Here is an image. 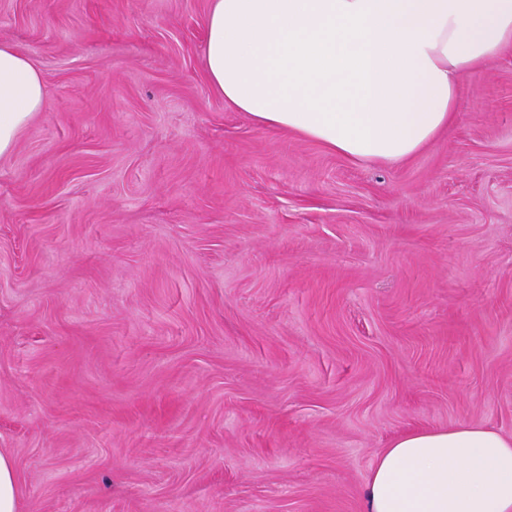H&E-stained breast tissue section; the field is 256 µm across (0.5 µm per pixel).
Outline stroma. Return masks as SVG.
<instances>
[{"mask_svg":"<svg viewBox=\"0 0 512 512\" xmlns=\"http://www.w3.org/2000/svg\"><path fill=\"white\" fill-rule=\"evenodd\" d=\"M210 0H0L48 97L0 159L21 512H365L419 426L512 434V52L355 164L211 88Z\"/></svg>","mask_w":512,"mask_h":512,"instance_id":"35a3bbf8","label":"stroma"}]
</instances>
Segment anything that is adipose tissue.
Here are the masks:
<instances>
[{
  "instance_id": "adipose-tissue-1",
  "label": "adipose tissue",
  "mask_w": 512,
  "mask_h": 512,
  "mask_svg": "<svg viewBox=\"0 0 512 512\" xmlns=\"http://www.w3.org/2000/svg\"><path fill=\"white\" fill-rule=\"evenodd\" d=\"M512 48V0H211L203 64L257 124L354 163L399 165L451 127L464 82ZM40 71L0 43V158L43 111ZM367 512H512V434L415 428L380 449Z\"/></svg>"
}]
</instances>
